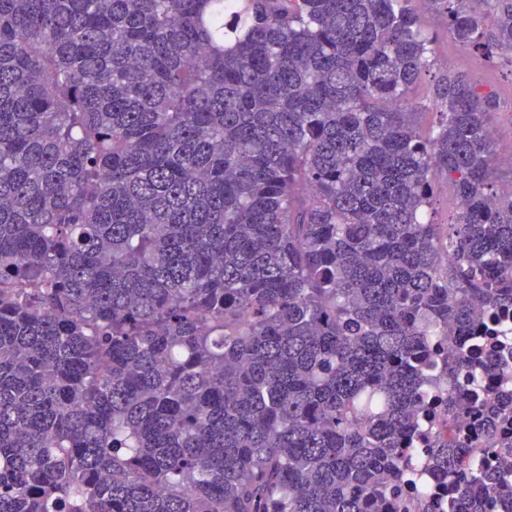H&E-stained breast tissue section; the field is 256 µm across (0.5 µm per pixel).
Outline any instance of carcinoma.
<instances>
[{"label": "carcinoma", "instance_id": "obj_1", "mask_svg": "<svg viewBox=\"0 0 512 512\" xmlns=\"http://www.w3.org/2000/svg\"><path fill=\"white\" fill-rule=\"evenodd\" d=\"M415 0H0V512H398L431 336L512 304L493 92ZM512 55V0H428ZM493 10V23L487 10ZM440 179L451 223L425 219ZM448 505L512 512V448ZM422 26L434 37L433 66L422 73L409 91L408 101L414 112H425L419 116L417 130L422 137L431 133L443 112L441 101L434 96V85L446 73L459 72L486 90H493L497 98V112L493 117V132L496 143V177L501 181L512 178V167L500 164V160L512 155V65L501 54L493 59L475 50H464L448 39L443 19L433 11H419ZM498 163V164H497Z\"/></svg>", "mask_w": 512, "mask_h": 512}]
</instances>
